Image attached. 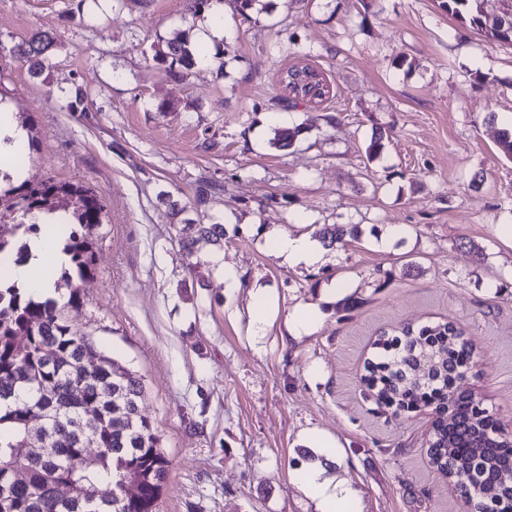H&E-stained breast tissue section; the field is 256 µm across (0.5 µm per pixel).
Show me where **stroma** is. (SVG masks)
<instances>
[{"label":"stroma","instance_id":"35a3bbf8","mask_svg":"<svg viewBox=\"0 0 512 512\" xmlns=\"http://www.w3.org/2000/svg\"><path fill=\"white\" fill-rule=\"evenodd\" d=\"M263 2L245 16L226 7L223 37L201 43L206 62L182 79L154 54L204 28L195 0H0V91L38 135L25 179L102 196L73 328L142 381L141 413L170 461L157 512H316L302 470L318 437L336 441L326 476L360 512H470L432 463L430 409L386 407L364 376L404 327L452 324L474 344L459 390L512 427V161L498 145L512 46L443 0ZM36 31L55 39L41 80L11 52ZM293 46L328 100L282 86ZM283 124L299 130L287 149L272 144ZM377 129L389 138L371 161ZM171 200L224 222L223 248L201 252L214 267L204 285L184 282ZM320 224L361 234L312 266L266 242ZM228 266L238 287L224 285ZM333 282L359 305L325 301ZM307 306L320 320L289 335Z\"/></svg>","mask_w":512,"mask_h":512}]
</instances>
